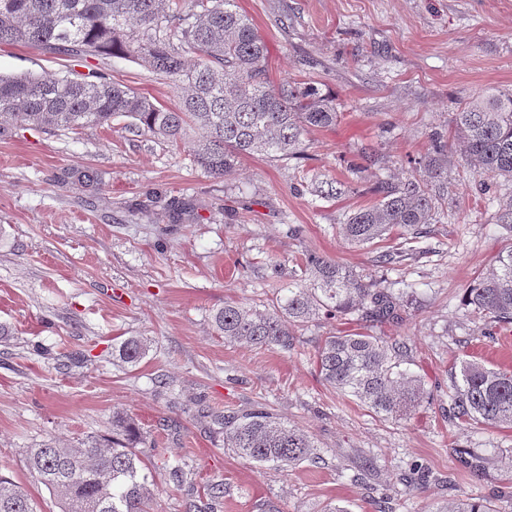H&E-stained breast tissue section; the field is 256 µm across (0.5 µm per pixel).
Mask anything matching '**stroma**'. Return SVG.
Instances as JSON below:
<instances>
[{
  "instance_id": "obj_1",
  "label": "stroma",
  "mask_w": 512,
  "mask_h": 512,
  "mask_svg": "<svg viewBox=\"0 0 512 512\" xmlns=\"http://www.w3.org/2000/svg\"><path fill=\"white\" fill-rule=\"evenodd\" d=\"M263 37L274 84L315 82L336 99L335 126L312 131L303 158L250 155L220 178L194 166L187 149L111 127L73 132L21 129L0 139V475L21 484L37 512H58L29 475L25 449L74 446L107 434L113 413L131 416L157 450L149 464L161 489L158 512H185L168 465L184 460L199 506L223 481L217 512H424L432 503L512 487V464L489 461L481 481L463 465L469 452L512 448V428L457 427L448 419L450 371L464 360L512 369V325L494 337L465 313V288L512 245L495 223L480 178L453 155L448 216L429 227L419 255L379 267V247H354L338 233L346 215L372 203L377 179L413 172L432 131H447L458 104L492 86L512 91V0H238ZM65 60L18 45L0 48V74L57 72ZM171 105L167 81L127 59L70 64ZM376 164L349 165L361 147ZM96 169L97 191L70 179ZM352 182L333 199L311 191L314 177ZM189 201L174 223H156L154 196ZM318 253L407 291L414 308L382 324L403 338L405 368L426 398L411 420L378 417L321 381L316 350L358 321L315 318L294 350L226 343L212 316L237 302L270 308L304 255ZM147 339L136 366L120 362L125 338ZM84 354L72 365L67 352ZM215 412L263 409L307 431L326 468L261 466L225 450L222 435L195 424ZM426 482L406 488L412 465Z\"/></svg>"
}]
</instances>
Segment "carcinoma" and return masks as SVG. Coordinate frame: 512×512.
<instances>
[{"label":"carcinoma","mask_w":512,"mask_h":512,"mask_svg":"<svg viewBox=\"0 0 512 512\" xmlns=\"http://www.w3.org/2000/svg\"><path fill=\"white\" fill-rule=\"evenodd\" d=\"M25 45L60 57L107 55L131 59L168 81L179 94L172 106L99 76L86 80L70 71L0 75V135L20 129L76 131L126 121L128 131L150 134L179 148L188 143L194 163L212 177L230 172L243 155L296 158L306 136L336 124L333 96L312 82L273 84L267 47L237 0H0V46ZM459 142L466 164L489 182L484 193L496 202L497 223L512 232V93L485 88L467 97L454 113L449 134L429 135L426 152L405 180H380L376 200L354 210L339 225L340 236L368 247L392 234L399 246L380 253L392 264L419 253L423 237L446 198L434 190L448 179V138ZM89 190L98 174L72 172ZM316 192L333 199L354 192L349 182L321 181ZM298 281L280 289L271 310L240 303L213 316L227 343L288 352L298 330L320 312L333 317L358 314L368 330L326 337L318 348V371L331 388L354 397L385 419L409 418L421 406V380L401 368L406 345L371 328L397 315L403 295L365 280L339 262L308 253ZM467 313L485 321L486 336L512 324V248L467 289ZM147 340L131 336L119 358L135 365ZM224 433V447L250 461L277 467L323 458L302 429L263 410L217 414L201 409ZM448 418L456 425L512 426V371L460 363L451 375ZM139 430L120 413L112 415V436L90 437L70 448L52 443L29 448L25 467L43 484L60 512H155L156 491L149 481ZM0 512H36L33 500L12 479L0 476ZM426 512H512V492L498 501L458 498L446 510Z\"/></svg>","instance_id":"obj_1"}]
</instances>
